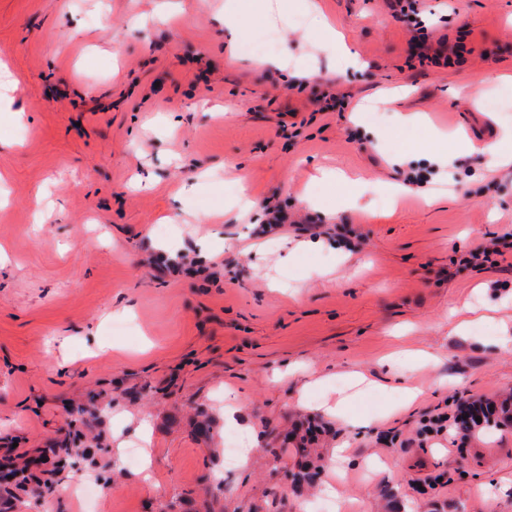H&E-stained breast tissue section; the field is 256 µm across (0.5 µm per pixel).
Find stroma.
<instances>
[{
	"instance_id": "obj_1",
	"label": "stroma",
	"mask_w": 512,
	"mask_h": 512,
	"mask_svg": "<svg viewBox=\"0 0 512 512\" xmlns=\"http://www.w3.org/2000/svg\"><path fill=\"white\" fill-rule=\"evenodd\" d=\"M314 2L361 67L321 50L301 13L254 20L231 47L224 0H0L23 114L0 120V448L61 466L14 512H313L328 482L340 512H512V427L460 447L421 432L456 395H512V269L459 264L512 233V165L399 156L433 132L512 126V102L466 104L481 83L512 92V0H424L429 46L465 44L447 67L410 59L416 28L387 0ZM269 31L302 74L252 68L242 46ZM399 112L426 127L400 131ZM326 167L364 180L359 207L319 187L304 199ZM242 182L248 211L229 205ZM271 206L289 223L256 235ZM179 254L194 269L167 271ZM312 266L326 277L292 292ZM466 306L476 321L449 334ZM397 350L441 359L415 370ZM228 388L247 403L239 433L258 438L245 469L225 454ZM341 395L343 420L324 410ZM142 425L149 482L114 456ZM302 447L319 485L291 479ZM86 479L89 504L74 493Z\"/></svg>"
}]
</instances>
